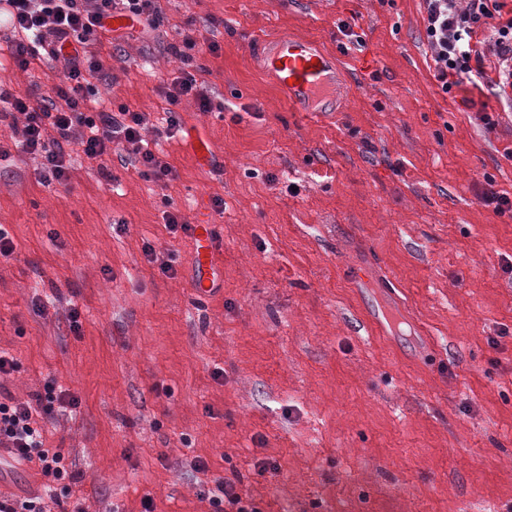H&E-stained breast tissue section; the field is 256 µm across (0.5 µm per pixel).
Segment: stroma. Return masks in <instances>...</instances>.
I'll return each instance as SVG.
<instances>
[{
	"mask_svg": "<svg viewBox=\"0 0 512 512\" xmlns=\"http://www.w3.org/2000/svg\"><path fill=\"white\" fill-rule=\"evenodd\" d=\"M162 8L155 30L113 31L101 53L121 67L92 105L146 114L168 189L120 144L112 185L79 153L49 186L37 159L0 157V354L19 365L0 390L77 398L43 424L77 476L71 506L213 512L202 486L221 478L262 512H512V219L480 200L488 176L512 196V105L439 90L422 0ZM187 15L216 109L184 99L181 132L160 138ZM278 34L335 56L334 111H293L266 75L260 45ZM12 36L0 26V88L49 86L10 60ZM166 196L222 236L204 296L197 236L168 228ZM381 306L399 323L386 336L369 324ZM25 494L45 497L40 475L4 459L0 498Z\"/></svg>",
	"mask_w": 512,
	"mask_h": 512,
	"instance_id": "stroma-1",
	"label": "stroma"
}]
</instances>
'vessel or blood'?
<instances>
[{
    "label": "vessel or blood",
    "mask_w": 512,
    "mask_h": 512,
    "mask_svg": "<svg viewBox=\"0 0 512 512\" xmlns=\"http://www.w3.org/2000/svg\"><path fill=\"white\" fill-rule=\"evenodd\" d=\"M266 71L275 79L291 104L301 112H325L332 103L336 60L317 41L301 37H280L264 46ZM215 237L202 229L192 260V286L204 294L218 271Z\"/></svg>",
    "instance_id": "1"
}]
</instances>
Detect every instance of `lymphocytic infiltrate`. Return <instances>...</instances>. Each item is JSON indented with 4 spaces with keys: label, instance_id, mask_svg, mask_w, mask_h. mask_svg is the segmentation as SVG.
Instances as JSON below:
<instances>
[{
    "label": "lymphocytic infiltrate",
    "instance_id": "f902f5d3",
    "mask_svg": "<svg viewBox=\"0 0 512 512\" xmlns=\"http://www.w3.org/2000/svg\"><path fill=\"white\" fill-rule=\"evenodd\" d=\"M423 2L425 39L440 91L447 95L468 83L512 100V16L503 13L505 0ZM117 13L146 29L156 28L163 18L161 0H0V16L14 32L9 43L14 65L25 70L39 63L54 77L44 92L0 91V121H21L17 145L23 153L39 158L43 184L67 181L66 159L73 151L95 162L101 179L114 181L106 158L116 141L129 146L141 177L164 187L177 177L173 166L142 149L144 113L126 104L115 111L87 106L103 71L95 49L111 42V21ZM195 23L194 17H186L171 45L182 63L165 92L166 123L171 131L180 127L177 108L183 98H194L201 111L213 109L195 63ZM485 39L491 42L496 58L491 67L480 49ZM76 403L73 395L52 385L27 403L0 394V447L7 449L13 462L36 468L56 502L61 491L70 490L75 476L62 449L45 447L34 418L54 419L59 408Z\"/></svg>",
    "mask_w": 512,
    "mask_h": 512
}]
</instances>
